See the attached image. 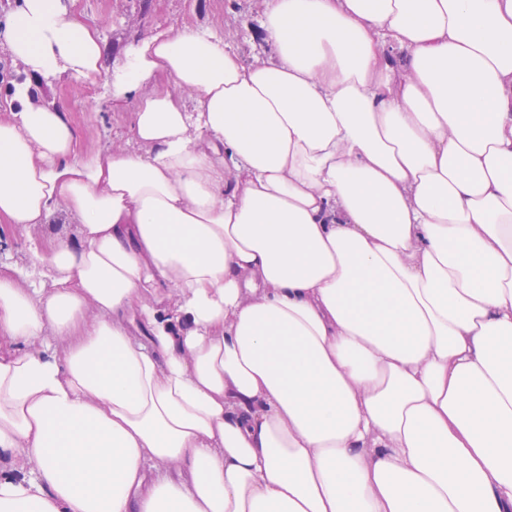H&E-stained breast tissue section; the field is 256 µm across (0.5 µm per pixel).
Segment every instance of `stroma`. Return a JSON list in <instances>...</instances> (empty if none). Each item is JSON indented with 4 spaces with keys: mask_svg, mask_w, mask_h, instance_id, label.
I'll return each mask as SVG.
<instances>
[{
    "mask_svg": "<svg viewBox=\"0 0 512 512\" xmlns=\"http://www.w3.org/2000/svg\"><path fill=\"white\" fill-rule=\"evenodd\" d=\"M73 10L79 21L97 28L106 63L112 67L123 62L129 46L159 25L217 31L248 64L275 54L260 33L262 0H75ZM34 99L65 103L77 128L80 154L104 147L134 146L132 107H112L101 88L63 78L35 87Z\"/></svg>",
    "mask_w": 512,
    "mask_h": 512,
    "instance_id": "1",
    "label": "stroma"
}]
</instances>
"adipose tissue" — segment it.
Returning <instances> with one entry per match:
<instances>
[{
    "label": "adipose tissue",
    "instance_id": "1",
    "mask_svg": "<svg viewBox=\"0 0 512 512\" xmlns=\"http://www.w3.org/2000/svg\"><path fill=\"white\" fill-rule=\"evenodd\" d=\"M104 65L15 0L0 512H512V0H263ZM134 103L79 155L60 77ZM40 235V229L37 232L33 231L32 233H27L0 221V238L9 241L8 251H1L2 260L0 255V264L25 262L33 239H36Z\"/></svg>",
    "mask_w": 512,
    "mask_h": 512
}]
</instances>
